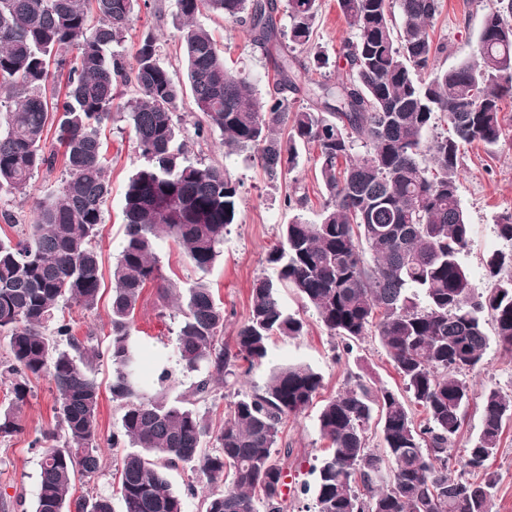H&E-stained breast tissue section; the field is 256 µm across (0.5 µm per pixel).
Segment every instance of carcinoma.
I'll use <instances>...</instances> for the list:
<instances>
[{"label": "carcinoma", "mask_w": 512, "mask_h": 512, "mask_svg": "<svg viewBox=\"0 0 512 512\" xmlns=\"http://www.w3.org/2000/svg\"><path fill=\"white\" fill-rule=\"evenodd\" d=\"M148 0H0V191L26 196L40 171H53L63 148L65 177L38 203L24 237H0V336L9 357L11 402L0 409V437L23 432L31 381L49 377L56 429L31 442L40 452L35 512H114L112 497L71 495L104 467L95 365L112 361V400L121 410L106 443L125 453L115 468L122 512H184L167 471L190 466L217 487L204 512H287L282 487L291 449L278 448L286 421L304 412L323 387L308 365L274 368L266 383L234 402L224 421L170 405L149 377L134 336L145 286L181 307L177 356L197 374L195 393L260 366L275 336L303 334L281 288H293L331 336L359 340L374 331L403 379L407 398L358 379L322 406L317 426L328 441L312 466L314 512H491L498 479L487 462L512 421V397H483L478 434L452 455L469 388L463 373L482 368L491 321L498 345L512 351V249L485 259L490 286L480 292L463 262L471 224L460 196L461 155L478 141L503 138L502 102L512 98V0H496L484 18L479 49L451 68L437 65L433 37L441 0H338L353 39L338 58L345 76L310 89L315 103L294 108V51L311 44L319 0H287L288 28L273 19L274 0H175L182 20L186 82L160 60L158 38L143 37L135 65L121 51L124 34ZM211 12L245 27L258 47H279L276 85L259 99L250 74L226 66L197 17ZM134 84L137 96L123 99ZM189 93L203 119L194 135L218 130L225 153H253L273 183L314 152L325 194L317 218H293L267 256L274 277L254 281L235 349L224 346V308L207 275L224 235L237 223L240 183L226 170L192 162L183 149L179 102ZM124 111L143 163L124 193V239L112 265L111 342L86 345L55 316L62 301L85 310L100 300L103 274L95 238L111 196L102 125ZM361 151L354 152L355 145ZM169 238L199 273L188 287L160 273L159 241ZM425 413L416 423L406 400ZM378 416L383 453L369 447ZM64 442H59V434ZM460 474L451 476V466Z\"/></svg>", "instance_id": "obj_1"}]
</instances>
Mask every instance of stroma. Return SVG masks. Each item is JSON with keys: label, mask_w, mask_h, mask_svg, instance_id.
Returning a JSON list of instances; mask_svg holds the SVG:
<instances>
[{"label": "stroma", "mask_w": 512, "mask_h": 512, "mask_svg": "<svg viewBox=\"0 0 512 512\" xmlns=\"http://www.w3.org/2000/svg\"><path fill=\"white\" fill-rule=\"evenodd\" d=\"M493 0H443L440 14L434 21V37L446 50L439 57L445 67L470 59L477 44L482 20ZM200 24L208 28L224 52L227 63L255 77L258 97H267L275 74V56L252 45L244 26L214 14H203ZM180 19L175 0H149L125 34L126 57H133L142 35L151 31L158 35L162 59L176 81H184L185 68L178 49ZM352 33L338 9L337 0H321L312 36V47L300 54L304 70L298 71L300 93L292 95L295 107L309 106L308 90L313 82L335 79L340 69L334 58L341 42ZM504 136L498 146L489 148L473 143L461 158L460 195L473 226V234L463 261L476 284H483V260L495 249L504 248L498 238V217L512 211V104L503 105ZM105 147L109 160L107 177L112 195L104 205V222L96 238L102 258V273L110 275L124 237L122 200L129 177L140 166L133 134L126 122L114 120L105 126ZM192 161L226 168L240 184V209L236 224L224 237V253L208 279L215 296L224 306V341H235L238 327L249 314L250 289L254 281L272 275L266 262L268 252L281 237L283 224L294 216L314 220L323 201V187L309 157H302L299 166L286 181L272 183L256 160L247 154L225 155L221 134L208 140L193 135L185 137ZM61 170L42 172L32 181L31 195L22 198L0 192V212L14 215L16 225L8 229L10 238L32 223L37 199L46 197L61 183ZM306 196L303 208H290L284 203L286 193ZM94 310L75 305H60L58 313L70 322L75 336L86 344L106 349L111 338L109 318L111 283ZM282 301L290 313L301 317L305 333L296 338L277 336L269 345L264 366L250 373H236L227 385L217 386L212 397L199 400L193 393L195 375L183 373L177 362L176 343L180 317L173 307H162L155 284L144 288L135 314V327L147 347V367L168 369L171 379L166 387L169 403L206 413L218 421L229 412L238 394L263 386L270 367L288 362L310 365L323 377V387L312 405L299 417L289 419L280 435V447L290 449L285 461L287 477L282 488L290 512H306L312 499L304 494V484L314 483L311 468L326 446L317 428V416L324 400L343 391L355 379H362L373 388L404 394V382L394 369L377 337L366 336L357 341L332 337L318 321L312 309L304 306L292 289L282 291ZM465 381L470 388L468 413L456 437L454 452L462 454L480 427L482 395L488 388L512 396V354L490 344L484 366L469 373ZM55 397L49 378L32 383V393L22 409L26 430L12 437L0 438V512H33L39 484V459L29 443L41 431L55 428ZM489 469L499 476L492 512H512V423L507 424L497 453L489 461Z\"/></svg>", "instance_id": "obj_1"}]
</instances>
